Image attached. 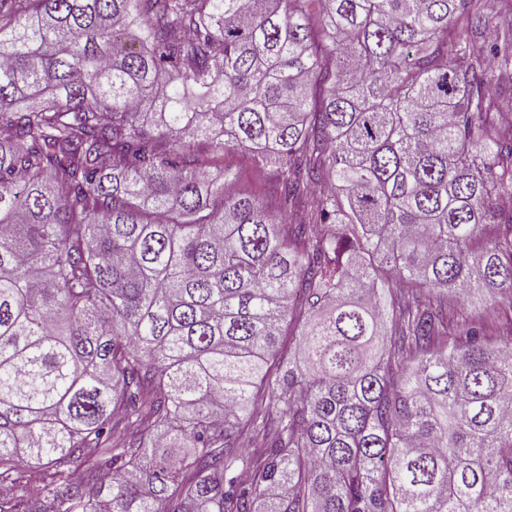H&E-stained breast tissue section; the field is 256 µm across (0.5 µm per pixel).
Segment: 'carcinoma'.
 Segmentation results:
<instances>
[{"label": "carcinoma", "mask_w": 512, "mask_h": 512, "mask_svg": "<svg viewBox=\"0 0 512 512\" xmlns=\"http://www.w3.org/2000/svg\"><path fill=\"white\" fill-rule=\"evenodd\" d=\"M486 24L0 0V484L53 469L0 512H512V340L448 307L512 288ZM230 149L275 211L211 174ZM230 165L234 170L243 169L239 188L246 193L256 194L273 202L275 194V175L269 166H257L244 156L241 150L224 151V165Z\"/></svg>", "instance_id": "1"}]
</instances>
